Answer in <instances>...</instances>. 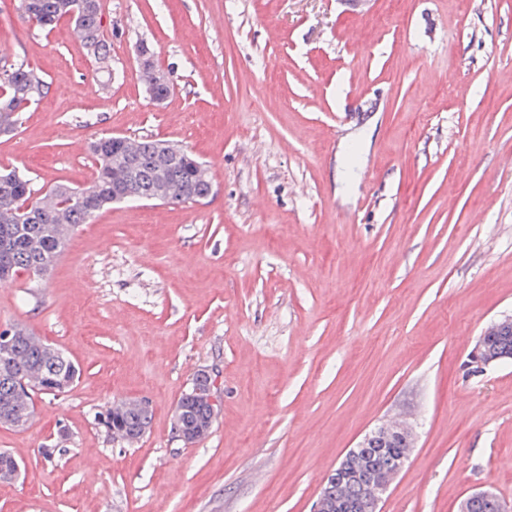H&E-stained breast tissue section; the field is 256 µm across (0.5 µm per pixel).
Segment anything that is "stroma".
Masks as SVG:
<instances>
[{
  "instance_id": "stroma-1",
  "label": "stroma",
  "mask_w": 512,
  "mask_h": 512,
  "mask_svg": "<svg viewBox=\"0 0 512 512\" xmlns=\"http://www.w3.org/2000/svg\"><path fill=\"white\" fill-rule=\"evenodd\" d=\"M116 78L69 19L0 0V67L43 78L0 134V171L90 182L104 134L170 141L208 168L198 203L129 201L47 275L0 284L21 324L80 368L0 425L20 471L0 512H313L378 425L415 441L382 512L512 503V361L472 372L512 318V0H100ZM174 91L154 103L136 48ZM215 380L210 432L175 410ZM148 401L131 443L110 403ZM484 498H494L496 499V504L494 500L477 501L473 504L470 512H497L496 505L499 512L511 511V504L507 505L499 498L494 497L489 491H478L470 494L460 502L458 512H469V509L474 501Z\"/></svg>"
}]
</instances>
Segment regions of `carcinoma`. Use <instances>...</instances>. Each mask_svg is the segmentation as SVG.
Returning a JSON list of instances; mask_svg holds the SVG:
<instances>
[{"label":"carcinoma","mask_w":512,"mask_h":512,"mask_svg":"<svg viewBox=\"0 0 512 512\" xmlns=\"http://www.w3.org/2000/svg\"><path fill=\"white\" fill-rule=\"evenodd\" d=\"M21 14L35 26L46 29L64 17L70 18L95 61L106 64L110 46L101 38L102 13L99 0H17ZM44 84L28 64L17 62L0 73V133L17 126L22 112L39 100ZM125 137L106 135L96 139L91 150L97 161L92 182L72 187L58 182L47 189L18 171L0 173V211L9 218L0 220V258H9L6 273L13 280L22 272L50 269L64 253L68 241L81 224H88L106 206L114 203L121 190L132 192L131 200L154 193L157 181L165 179L177 188L176 202H191L207 190V182L197 175L205 165L193 157L167 169L160 165V140L141 138L135 152L125 149ZM8 350H0V424L26 421L34 409L32 394L56 395L69 390L79 379L78 366L60 349L44 342L24 327L11 326ZM485 344L492 349L512 350V323L488 332ZM151 416L134 401L111 405L106 424L112 435L128 441L137 439ZM358 460L383 467L406 449L397 445L377 453L357 448ZM361 487L354 476L334 470L322 494L327 512H360Z\"/></svg>","instance_id":"carcinoma-1"}]
</instances>
